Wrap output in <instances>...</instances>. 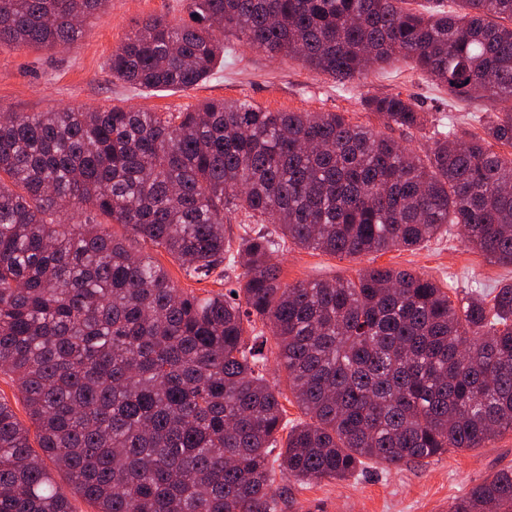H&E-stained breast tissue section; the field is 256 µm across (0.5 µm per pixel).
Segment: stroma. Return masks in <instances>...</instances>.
Wrapping results in <instances>:
<instances>
[{"instance_id": "obj_1", "label": "stroma", "mask_w": 512, "mask_h": 512, "mask_svg": "<svg viewBox=\"0 0 512 512\" xmlns=\"http://www.w3.org/2000/svg\"><path fill=\"white\" fill-rule=\"evenodd\" d=\"M151 16L172 21L186 19L185 0H109L86 24L79 40L64 49L0 46V110L45 112L51 109H96L112 106L151 112H181L210 99H245L269 111L341 112L350 122L383 128L362 100L372 94L400 92L412 96L425 112L424 128L391 127L388 136L421 152L431 143L437 126L453 123L480 131L486 101L458 102L436 86L412 61L400 59L376 70L368 79L340 85L288 58H271L224 38V61L210 78L184 91H145L113 78L107 62L135 28ZM152 255L182 291L205 298L233 283L239 264L224 266L223 278L201 280L185 274L164 250ZM281 267V282L356 279L370 267L412 269L427 274L448 293L465 288H493L512 279V267L490 264L460 240L457 226L416 250L392 249L359 257L330 256L312 249L285 245L272 256ZM512 468V432L507 431L487 447L448 451L421 463L401 466L373 464L344 481L284 482L276 497V512H441L472 487L500 470Z\"/></svg>"}]
</instances>
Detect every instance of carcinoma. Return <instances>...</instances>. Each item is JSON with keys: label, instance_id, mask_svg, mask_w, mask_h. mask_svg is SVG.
Segmentation results:
<instances>
[{"label": "carcinoma", "instance_id": "carcinoma-1", "mask_svg": "<svg viewBox=\"0 0 512 512\" xmlns=\"http://www.w3.org/2000/svg\"><path fill=\"white\" fill-rule=\"evenodd\" d=\"M187 0L142 20L112 77L186 90L224 59V35L344 85L397 57L463 101L501 104L473 134L434 132L421 156L340 112L209 100L177 115L112 106L0 113V366L29 429L0 402V512H73L44 458L97 512H274L281 475L346 479L370 463L484 448L512 431V280L452 300L428 275L281 283L280 245L355 257L462 243L512 267V0ZM107 0H0V44H73ZM364 107L421 128L401 92ZM242 213L276 234L226 225ZM186 271L237 285L199 298L108 226ZM263 329H257L256 323ZM271 333L304 419L289 426L265 375ZM287 431L285 440L278 439ZM451 512H512V469ZM0 401L8 404L13 410L18 422L30 429V444L32 450L39 455L42 451L38 446L35 428L32 425L25 403L14 380V376L5 368H0Z\"/></svg>", "mask_w": 512, "mask_h": 512}]
</instances>
